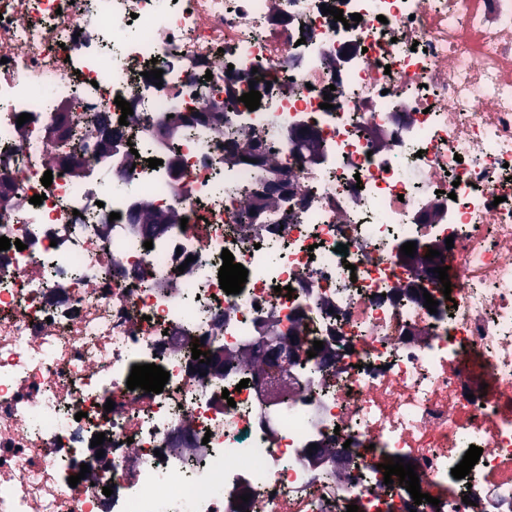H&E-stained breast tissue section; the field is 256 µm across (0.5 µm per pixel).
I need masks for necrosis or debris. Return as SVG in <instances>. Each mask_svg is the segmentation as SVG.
Listing matches in <instances>:
<instances>
[{
  "mask_svg": "<svg viewBox=\"0 0 512 512\" xmlns=\"http://www.w3.org/2000/svg\"><path fill=\"white\" fill-rule=\"evenodd\" d=\"M2 236L0 512H512V0H0ZM269 341L276 402L190 369Z\"/></svg>",
  "mask_w": 512,
  "mask_h": 512,
  "instance_id": "obj_1",
  "label": "necrosis or debris"
}]
</instances>
